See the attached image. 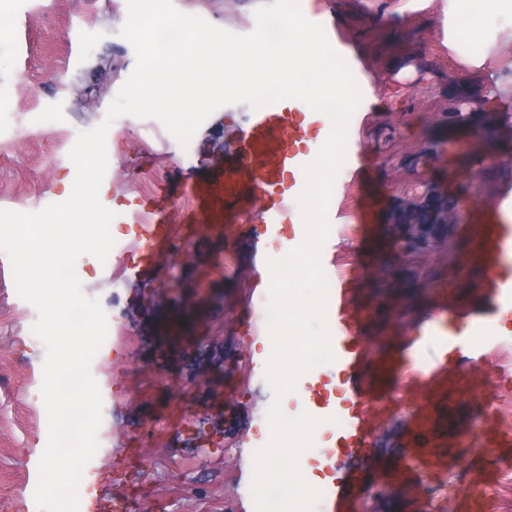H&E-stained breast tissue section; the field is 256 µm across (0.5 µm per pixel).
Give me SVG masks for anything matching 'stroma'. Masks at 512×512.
<instances>
[{
	"label": "stroma",
	"mask_w": 512,
	"mask_h": 512,
	"mask_svg": "<svg viewBox=\"0 0 512 512\" xmlns=\"http://www.w3.org/2000/svg\"><path fill=\"white\" fill-rule=\"evenodd\" d=\"M267 0H172L180 12L248 35ZM303 12L327 9L331 21L363 52L372 70L363 124H350L348 149L362 157L363 178L341 168L337 229L322 264H335L367 318L360 338L368 364L405 353L429 317L462 312L479 296L467 264L468 215L491 206L512 181V11L489 8L481 37L456 42L453 29L473 0H301ZM127 0H14L0 10V209L36 212L63 198L61 179H74L68 153L79 132L100 125L136 65L133 45L120 36ZM248 104L222 106L188 146L155 119L124 115L113 126L122 143L108 165L112 193L122 204L159 196L181 238L160 260L152 281L175 280L159 291L155 310L143 307L140 280L127 268L133 253L76 262L86 297L99 299L108 334L90 371L102 395L97 465L106 483L101 512H248L250 483L243 459L262 448L273 392L246 362L255 351L252 328L266 330L269 296L256 293L257 270L240 224L209 232L186 223V182L223 168L234 124ZM477 112L455 124L456 113ZM498 157L489 165V157ZM436 187L456 199L460 217L427 250L404 252L394 213ZM194 307L183 338L167 344L165 325L182 305ZM34 306L15 290L12 269L0 270V512H38L26 489L25 461L44 448L47 413L41 395L45 349L34 335ZM217 360L194 373L191 342ZM512 344L503 322L494 343L467 338L455 366L469 385L448 389V405L469 434L449 442L445 469L426 472L396 439L421 406L424 392L407 389L411 365L391 388L390 413L370 409L378 453L359 473L362 512H487L465 499L468 488L494 493L512 470V447L484 441L496 429L500 399L512 395V363L495 345ZM335 364L301 376L282 401L299 414L323 384L338 380ZM402 471L396 484L384 479Z\"/></svg>",
	"instance_id": "stroma-1"
}]
</instances>
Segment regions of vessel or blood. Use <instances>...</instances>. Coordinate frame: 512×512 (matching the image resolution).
<instances>
[{"label":"vessel or blood","mask_w":512,"mask_h":512,"mask_svg":"<svg viewBox=\"0 0 512 512\" xmlns=\"http://www.w3.org/2000/svg\"><path fill=\"white\" fill-rule=\"evenodd\" d=\"M330 42L348 62L360 88H367L369 72L357 49L337 31ZM328 125L324 114L295 99L250 111L235 130L223 169L186 186L192 200L190 221L216 229L233 219L245 222L256 254H263L265 240L276 235L281 225L301 223L293 203L305 184L303 167L316 156L310 143L326 139ZM472 222L475 233L469 268L482 295L464 317L491 334L501 325L505 311L512 309V184L503 186L494 204L479 211ZM134 240L140 256L138 264L129 268L133 278L170 250L171 227L163 218L152 217L135 225ZM326 275L336 283L329 292L328 306L333 351L348 401L341 404L331 400L314 408L315 417L333 416L339 424L335 446L326 449L316 466L318 487L323 512H354L358 473L375 444L367 410L388 396L399 362L391 358L368 365L358 341L362 318L352 306V290L345 280L337 278L334 269H327ZM447 378V353L419 365L414 382L425 391V402L400 438L401 447L421 458L429 469L447 463L443 452L448 445ZM87 470L90 478L79 487V512H96L102 499V480L95 463H88Z\"/></svg>","instance_id":"1"}]
</instances>
